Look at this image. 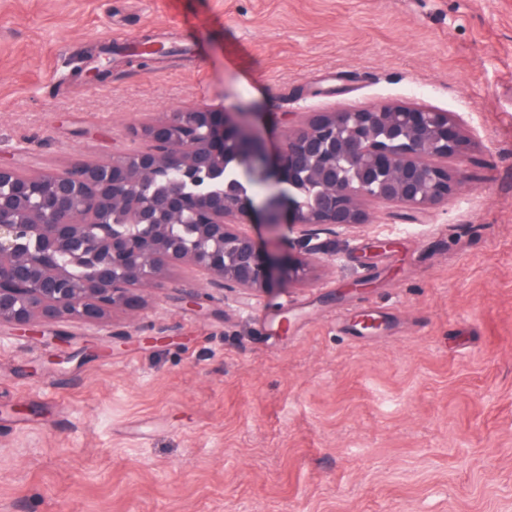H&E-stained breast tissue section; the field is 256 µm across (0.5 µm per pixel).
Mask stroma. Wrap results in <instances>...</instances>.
Masks as SVG:
<instances>
[{"mask_svg": "<svg viewBox=\"0 0 512 512\" xmlns=\"http://www.w3.org/2000/svg\"><path fill=\"white\" fill-rule=\"evenodd\" d=\"M202 101L272 148L432 106L465 179L322 236L303 285L197 310L171 267L106 330L1 326L0 512H512V0H0V162L108 160Z\"/></svg>", "mask_w": 512, "mask_h": 512, "instance_id": "1", "label": "stroma"}]
</instances>
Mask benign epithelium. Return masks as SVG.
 Returning <instances> with one entry per match:
<instances>
[{
  "label": "benign epithelium",
  "instance_id": "benign-epithelium-1",
  "mask_svg": "<svg viewBox=\"0 0 512 512\" xmlns=\"http://www.w3.org/2000/svg\"><path fill=\"white\" fill-rule=\"evenodd\" d=\"M246 112L206 103L131 131L142 145L109 161L32 175L0 163V325L71 319L103 328L135 313L169 265L197 272L211 292L261 295L305 281L321 260L312 241L368 222L366 206L415 215L457 193L466 139L449 113L379 103L312 112L274 151ZM178 172L159 192L148 186ZM295 231L294 251L262 250L248 227Z\"/></svg>",
  "mask_w": 512,
  "mask_h": 512
}]
</instances>
